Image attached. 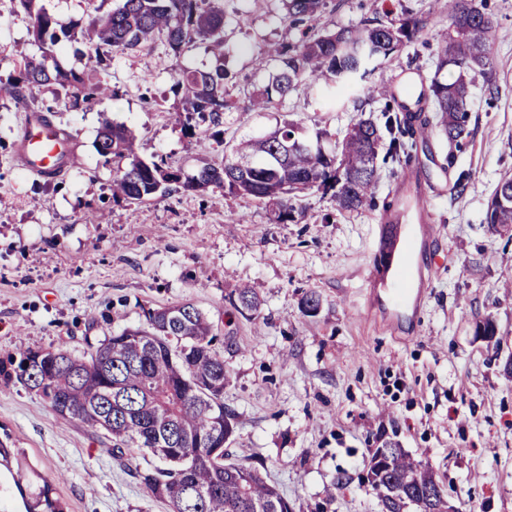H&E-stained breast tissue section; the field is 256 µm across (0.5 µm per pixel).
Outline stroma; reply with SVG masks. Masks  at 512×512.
Instances as JSON below:
<instances>
[{
  "instance_id": "1",
  "label": "stroma",
  "mask_w": 512,
  "mask_h": 512,
  "mask_svg": "<svg viewBox=\"0 0 512 512\" xmlns=\"http://www.w3.org/2000/svg\"><path fill=\"white\" fill-rule=\"evenodd\" d=\"M452 0H325L315 30H334L410 7L426 25L398 54L361 80L355 99L329 108L297 87L265 112L249 94L275 76L268 46L296 42L278 0H224L225 64L235 102L221 137L208 124L185 129L175 86L182 66L210 67L204 46L174 56L164 41L108 54L90 80L113 98L71 105L65 91L40 90L22 106L0 97V359L22 349L67 348L82 356L105 336L142 324L144 313L190 302L210 318L229 382L224 404L238 416L232 460L260 469L293 512H381L362 480L375 448L391 442L430 468L460 512H512V233L486 221L498 182L512 176V0H482L496 21L491 56L498 94L470 88L469 134L451 146L419 147L428 205L448 262L434 279L417 326L397 333L366 305L372 227L394 196L401 169L382 167L370 204L340 211L332 194H299L291 222L265 204L213 189L177 191L141 204L114 200L115 161L95 140L103 118L136 129L143 160L165 157L195 172L218 162L224 144L291 122L341 138L360 119L381 120L388 86L415 105L434 74L438 31ZM27 15L0 0V79L36 53ZM47 115L70 138L57 178L22 168L17 142L30 113ZM258 286L256 320L228 302ZM319 295L316 314L302 297ZM492 319V340L476 326ZM0 446L53 478L65 512H169L134 476L152 456L115 459L103 432L56 416L34 392L0 381Z\"/></svg>"
}]
</instances>
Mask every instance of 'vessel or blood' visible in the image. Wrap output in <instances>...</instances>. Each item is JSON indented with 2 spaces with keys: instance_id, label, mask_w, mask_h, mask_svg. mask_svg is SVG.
Returning <instances> with one entry per match:
<instances>
[{
  "instance_id": "obj_1",
  "label": "vessel or blood",
  "mask_w": 512,
  "mask_h": 512,
  "mask_svg": "<svg viewBox=\"0 0 512 512\" xmlns=\"http://www.w3.org/2000/svg\"><path fill=\"white\" fill-rule=\"evenodd\" d=\"M67 135L45 116L33 115L18 141L19 163L33 174L52 178L62 173ZM432 189L421 180L417 158H409L397 182L406 204L386 209L374 232L368 266V300L393 330L416 319L426 289L441 266L433 246L437 234L426 207Z\"/></svg>"
}]
</instances>
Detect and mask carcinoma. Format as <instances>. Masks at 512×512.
I'll use <instances>...</instances> for the list:
<instances>
[{"mask_svg": "<svg viewBox=\"0 0 512 512\" xmlns=\"http://www.w3.org/2000/svg\"><path fill=\"white\" fill-rule=\"evenodd\" d=\"M12 2L29 16L41 55L25 58L16 76L0 82V95L26 104L40 88L60 85L75 98L112 96L107 83L92 84L83 72L49 63L68 44L78 45L76 52L97 69L106 48L135 50L159 38L179 55L201 43L214 66L182 68L175 86L182 92L188 128L194 119L213 127L223 124L224 112L232 106L224 88V0H123L105 14L95 0H88L93 16L78 37L71 28L56 27L46 11L35 8L37 0ZM323 5L324 0H284L290 24L306 29L296 43L269 52L280 62L279 70L250 97L253 110H267L301 83L335 106L330 83L349 85L366 77L371 66L405 47L423 24L406 9L387 22L375 18L319 34L309 22ZM495 24L474 0H453L429 87L433 116L418 110L421 123L450 143L469 134L466 107L473 80L481 77L488 91L496 90L490 80ZM449 68L458 71L452 82L441 77ZM411 115L403 104L387 107L383 124L361 119L338 141L323 129L308 134L285 123L269 134L224 147L221 162L193 174L163 159H140L135 132L107 119L95 149L104 158L129 160L112 176L115 200L144 203L180 189L205 192L213 187L272 207L277 222L284 224L294 220L291 198L313 188L333 192L341 210L361 209L380 178L379 153L386 151L395 162L411 153ZM486 223L496 232L512 229V177L502 179L489 199ZM230 304L241 316L251 317L261 305L259 291L242 288ZM0 378L35 392L56 415H62L61 404L67 417L105 432L116 458L136 448L162 462V468L137 470L135 475L149 497L167 503L170 512H292L258 468L229 460L226 443L235 432L237 415L224 406L228 374L207 317L190 302L147 310L144 326L105 337L87 356L76 357L63 347L21 350L0 361ZM366 481L383 512H448L443 485L395 444L375 449ZM25 512L64 508L44 479L25 500Z\"/></svg>", "mask_w": 512, "mask_h": 512, "instance_id": "cac0c4a2", "label": "carcinoma"}]
</instances>
